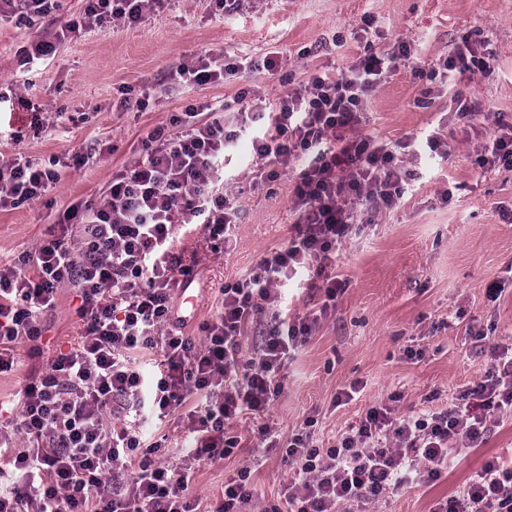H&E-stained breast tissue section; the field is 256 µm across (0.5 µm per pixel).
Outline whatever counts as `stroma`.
<instances>
[{"mask_svg":"<svg viewBox=\"0 0 512 512\" xmlns=\"http://www.w3.org/2000/svg\"><path fill=\"white\" fill-rule=\"evenodd\" d=\"M83 0L27 25L0 22V163L23 158L59 159V181L41 198L0 210V264L34 251L50 224L72 203L99 198L116 174L143 156L142 142L156 126L192 104L239 110L242 88L267 102L303 89L310 73L339 70L366 49L382 53L408 41L414 57L382 81L364 104L363 134L386 143L439 132L447 159L406 155L415 178L397 206L364 201L336 250L335 273L346 286L331 309L323 294L299 275L285 288L294 315L324 310L320 324L280 373L281 391L264 414H244L232 427L241 439L217 463L193 460V433L183 412L143 426L145 443H159L157 459L191 465L188 498L197 512H215L224 484L250 471L251 500L243 512L281 503L293 472L278 448L254 433L269 426L288 436L315 418L317 445L329 447L376 403L402 415L441 411L488 371L475 354L471 331L512 338V169L480 166L484 144L500 123H512V0H166L134 26L69 32ZM61 35L54 58L35 73L21 65L31 42ZM490 54L487 74H455L427 106L416 100L440 57L463 39ZM207 57L216 66L241 61L238 73L201 87L176 84V65ZM275 58V69L263 66ZM461 94L475 106L457 119L450 99ZM80 165H72L73 153ZM269 161L254 160L240 142L226 172L225 190L237 207L225 245L212 248L200 232L175 233L174 253L191 266L199 294L182 332L202 339L201 325L219 312L224 284L247 275L260 258L287 243L298 215L296 170L273 182L262 175ZM502 293L490 299L488 288ZM71 288H60L41 322L40 355L21 349L17 369L0 375V405L11 407L31 372L44 370L57 347L77 343L82 330ZM357 394H349L351 384ZM512 448V417L503 418L483 442L449 462L433 482L418 480L386 495L369 512H432L456 494L490 457Z\"/></svg>","mask_w":512,"mask_h":512,"instance_id":"stroma-1","label":"stroma"}]
</instances>
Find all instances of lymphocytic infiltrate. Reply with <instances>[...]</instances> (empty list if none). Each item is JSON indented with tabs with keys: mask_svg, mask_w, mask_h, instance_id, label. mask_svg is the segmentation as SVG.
Here are the masks:
<instances>
[{
	"mask_svg": "<svg viewBox=\"0 0 512 512\" xmlns=\"http://www.w3.org/2000/svg\"><path fill=\"white\" fill-rule=\"evenodd\" d=\"M162 0H85L82 23L132 26ZM414 53L399 42L389 53L366 51L336 74L311 73L304 90L275 103H254L260 122L254 156L280 170L298 167L299 217L286 245L261 257L245 277L225 284L220 312L203 324V343L177 334L171 291L188 274L172 251L176 225L197 224L224 241L235 223L229 194L217 193L227 149L237 133L223 114L201 120L188 106L149 131L145 159L112 177L103 196L80 201L51 225L19 264L0 265V373L12 371L22 344L44 334L40 314L59 288L71 286L83 322L78 344L57 348L45 371L31 375L7 423L0 424V512H191L193 471L155 461L139 431L115 421L130 407L163 420L184 407L198 415L196 458L218 462L238 446L228 428L245 412L263 413L280 389L290 355L316 331L317 313L280 310L282 286L299 269H315L327 300L342 287L327 262L347 236L365 199L393 207L411 173L401 144L362 135L364 101ZM59 179L55 166L18 159L0 165V209L34 201ZM270 313L249 359L240 338ZM490 368L457 403L440 412L402 416L369 408L335 445L310 433L285 441L284 459L299 479L284 505L266 512H363L365 506L423 478L436 480L451 457L475 447L512 414V342L474 331ZM434 512H512V453L487 460L462 491Z\"/></svg>",
	"mask_w": 512,
	"mask_h": 512,
	"instance_id": "1",
	"label": "lymphocytic infiltrate"
}]
</instances>
